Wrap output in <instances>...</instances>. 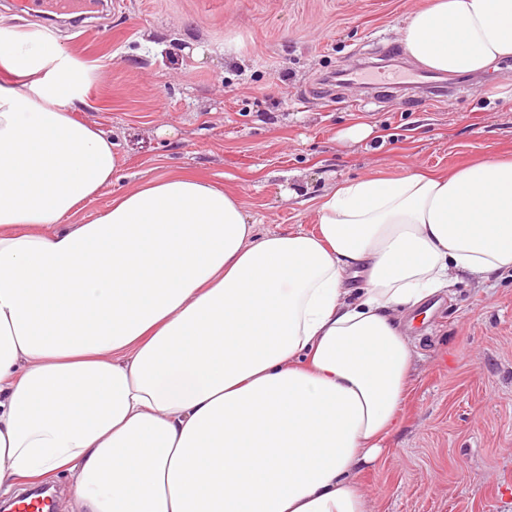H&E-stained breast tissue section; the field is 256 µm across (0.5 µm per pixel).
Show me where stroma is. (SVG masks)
I'll list each match as a JSON object with an SVG mask.
<instances>
[{
	"instance_id": "1",
	"label": "stroma",
	"mask_w": 512,
	"mask_h": 512,
	"mask_svg": "<svg viewBox=\"0 0 512 512\" xmlns=\"http://www.w3.org/2000/svg\"><path fill=\"white\" fill-rule=\"evenodd\" d=\"M431 0H108L80 26L0 0L96 66L80 117L119 153L85 213L156 175L192 173L236 193L258 233L315 231L313 198L360 177L448 172L512 156V59L484 86L424 99L410 85L325 95L339 64L401 48ZM403 424L359 481L370 512H512V275L460 280L410 332Z\"/></svg>"
}]
</instances>
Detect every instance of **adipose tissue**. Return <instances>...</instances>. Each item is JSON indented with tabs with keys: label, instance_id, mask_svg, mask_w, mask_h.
<instances>
[{
	"label": "adipose tissue",
	"instance_id": "ef3b65f1",
	"mask_svg": "<svg viewBox=\"0 0 512 512\" xmlns=\"http://www.w3.org/2000/svg\"><path fill=\"white\" fill-rule=\"evenodd\" d=\"M402 42L488 69L512 0H434ZM96 80L0 22V498L64 475L79 512H367L356 473L411 390L397 315L512 271V160L341 182L313 234H257L238 195L174 173L89 219L119 167L78 117Z\"/></svg>",
	"mask_w": 512,
	"mask_h": 512
}]
</instances>
